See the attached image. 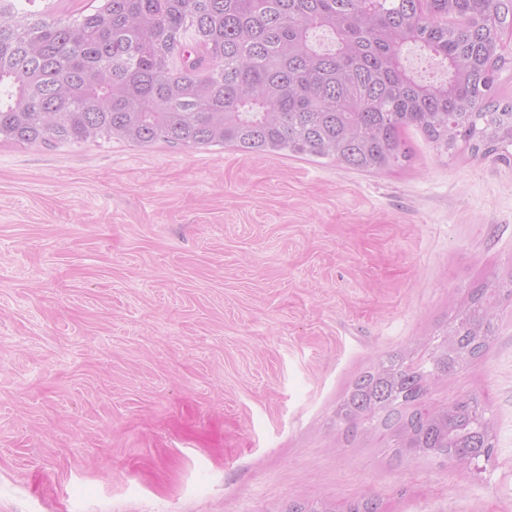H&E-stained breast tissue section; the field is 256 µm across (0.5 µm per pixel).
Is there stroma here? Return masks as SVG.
<instances>
[{
  "label": "stroma",
  "instance_id": "obj_1",
  "mask_svg": "<svg viewBox=\"0 0 512 512\" xmlns=\"http://www.w3.org/2000/svg\"><path fill=\"white\" fill-rule=\"evenodd\" d=\"M368 174L299 154L0 142V512H512V146ZM499 286L483 471L336 404Z\"/></svg>",
  "mask_w": 512,
  "mask_h": 512
}]
</instances>
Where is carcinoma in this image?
I'll list each match as a JSON object with an SVG mask.
<instances>
[{
	"label": "carcinoma",
	"instance_id": "carcinoma-1",
	"mask_svg": "<svg viewBox=\"0 0 512 512\" xmlns=\"http://www.w3.org/2000/svg\"><path fill=\"white\" fill-rule=\"evenodd\" d=\"M509 27L512 0H102L77 17L0 0V141L229 145L374 173L409 160L414 126L441 153L486 157L512 144V100L494 94ZM410 43L441 76L407 66ZM495 295L472 289L425 360L396 353L359 375L336 424L386 432L400 457L492 456L484 398L426 397L495 340Z\"/></svg>",
	"mask_w": 512,
	"mask_h": 512
}]
</instances>
